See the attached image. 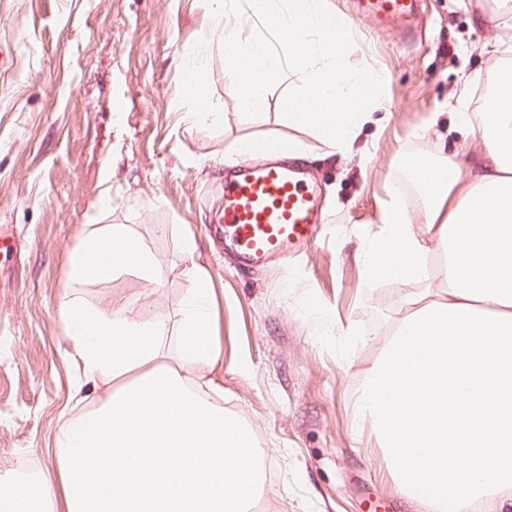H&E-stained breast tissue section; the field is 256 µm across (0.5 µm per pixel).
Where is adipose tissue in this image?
Masks as SVG:
<instances>
[{"label":"adipose tissue","instance_id":"adipose-tissue-1","mask_svg":"<svg viewBox=\"0 0 512 512\" xmlns=\"http://www.w3.org/2000/svg\"><path fill=\"white\" fill-rule=\"evenodd\" d=\"M486 82L479 120L451 115L476 141L469 163L403 157L425 224L392 193L360 253L367 278L417 285L358 381L354 415L373 428L397 490L419 494L425 512H503L512 498V66ZM182 248L176 323L63 303L64 354L96 397L59 429L55 472L0 490V512H250L263 495V449L205 394L220 346L195 239ZM68 271L82 285L125 272L159 279L124 224L86 225ZM435 277L443 287H430Z\"/></svg>","mask_w":512,"mask_h":512}]
</instances>
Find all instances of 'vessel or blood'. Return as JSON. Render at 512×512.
Wrapping results in <instances>:
<instances>
[{
  "label": "vessel or blood",
  "instance_id": "obj_1",
  "mask_svg": "<svg viewBox=\"0 0 512 512\" xmlns=\"http://www.w3.org/2000/svg\"><path fill=\"white\" fill-rule=\"evenodd\" d=\"M363 18L408 20L416 0H360ZM323 209L304 168L288 157L243 163L224 177V244L246 269L295 257L318 236Z\"/></svg>",
  "mask_w": 512,
  "mask_h": 512
}]
</instances>
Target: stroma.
<instances>
[{
  "label": "stroma",
  "instance_id": "stroma-1",
  "mask_svg": "<svg viewBox=\"0 0 512 512\" xmlns=\"http://www.w3.org/2000/svg\"><path fill=\"white\" fill-rule=\"evenodd\" d=\"M331 3L353 61L385 74L392 103L346 157L283 116L288 83L266 91L263 123L243 114L224 73L223 23L205 0H0V483L20 459L55 468V436L80 410L62 303L176 319L190 235L220 341L207 372L266 451L265 512H422L394 486L370 428L351 429L358 376L414 286L367 279L354 252L379 231L404 154L473 155L450 113L512 61V30L475 23L483 0H418L410 27L358 19L357 0ZM199 53L220 122L195 115L182 92L180 63ZM265 138L303 145L325 222L297 264L246 270L215 246L214 224L239 143ZM87 224L142 234L160 284L71 283L67 256ZM349 324L369 337L346 354L336 331Z\"/></svg>",
  "mask_w": 512,
  "mask_h": 512
}]
</instances>
